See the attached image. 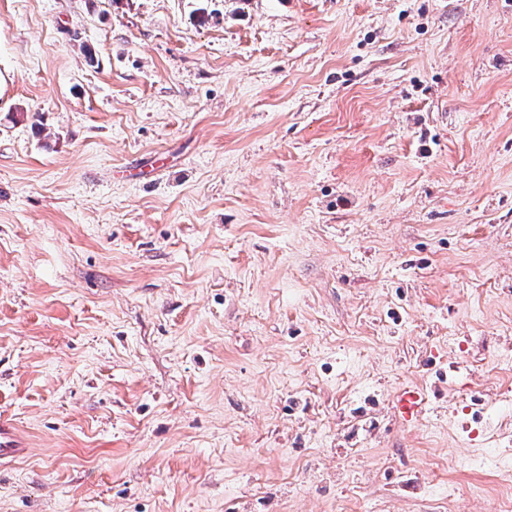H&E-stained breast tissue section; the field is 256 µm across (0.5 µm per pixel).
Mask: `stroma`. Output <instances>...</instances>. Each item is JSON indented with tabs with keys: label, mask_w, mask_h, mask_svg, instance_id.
I'll return each mask as SVG.
<instances>
[{
	"label": "stroma",
	"mask_w": 512,
	"mask_h": 512,
	"mask_svg": "<svg viewBox=\"0 0 512 512\" xmlns=\"http://www.w3.org/2000/svg\"><path fill=\"white\" fill-rule=\"evenodd\" d=\"M1 417L0 512H512V0H0ZM427 403L426 389L419 384L400 388L393 400L394 414L397 420L405 425L418 422ZM26 448H23L17 439L14 427L11 423L1 419L0 420V462L8 458L17 457L25 453Z\"/></svg>",
	"instance_id": "obj_1"
}]
</instances>
